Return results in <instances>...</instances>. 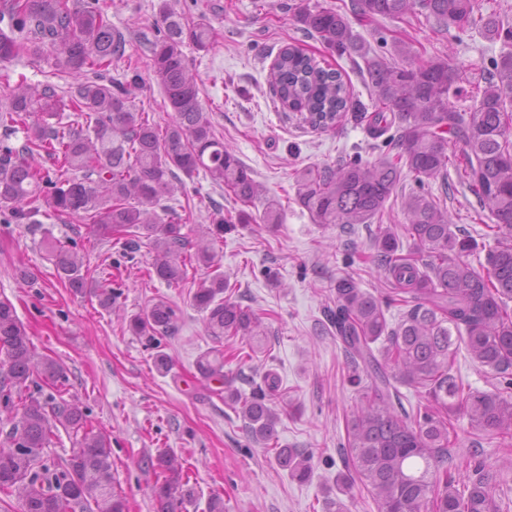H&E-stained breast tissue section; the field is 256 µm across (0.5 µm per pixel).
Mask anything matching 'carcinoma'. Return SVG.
Listing matches in <instances>:
<instances>
[{
  "label": "carcinoma",
  "instance_id": "cac0c4a2",
  "mask_svg": "<svg viewBox=\"0 0 512 512\" xmlns=\"http://www.w3.org/2000/svg\"><path fill=\"white\" fill-rule=\"evenodd\" d=\"M106 0H0V60L20 55L42 59L52 54L53 76L65 81L18 84L0 105V127L26 126L24 142L0 139V209L18 222L37 224L40 202L57 215L77 216L103 238L125 240L134 253L145 244L155 252L152 270L170 286L188 280V267L206 269L193 292L215 340L251 342L265 335L262 321L248 306L224 296L231 288L211 248L224 234V216L200 231L198 241L183 229L190 218L178 214L174 198L180 175L204 174L233 195L243 209L238 220H254L248 208L262 199L263 186L224 140L217 137L201 107L195 76L183 47L207 51L214 30L199 14L192 19L159 6L153 38L143 47L163 89L169 120L161 126L137 109L139 77L127 82L106 78L112 63L125 57L127 40L112 26ZM369 21L422 16L439 29L467 24L473 0H356ZM294 20L316 36L330 55L356 54L374 93V111L361 115L373 138L395 129L386 143L395 154L373 163L358 161L306 168L296 173L297 202L317 224L350 229L381 220L396 187L412 174L448 182L455 174L495 220L496 246L486 273L463 259L470 240L452 229L448 210L429 194L404 203L405 223L380 224L369 260L382 271L391 300L407 306L399 322L388 323V303L357 287L336 281V303L325 310L324 329L340 341L350 382L361 386L340 459L342 493L361 483L378 512H506L496 484L478 460L479 449L462 448L452 418L468 416L476 430L503 448V475L512 474V52L494 63L478 87L473 106L460 112L448 93L461 72L444 56L415 58L410 45L395 44V57L372 55L353 34L347 16L320 3L300 0ZM487 38L512 42V28L494 14L483 20ZM272 102L303 115L314 129H327L349 111L350 91L334 69L294 45L282 47L269 72ZM74 113L62 122V113ZM462 143L448 153L447 135ZM48 158L54 169L41 164ZM413 241L400 253V236ZM65 287L85 288L82 263L70 246L45 241ZM130 329L156 349L155 363L168 371L162 342L178 329L174 306L163 299L130 320ZM381 346H376V343ZM472 361L497 376L492 389L466 387L454 372L459 346ZM368 383L362 384L358 369ZM206 380L224 381V351L213 348L197 360ZM44 379L61 392L67 375L56 360L35 352L14 306L0 300V408L20 414L0 448V492L17 496L21 512H127L112 469L110 436L87 428V415L75 403L42 400L30 391ZM416 389L421 400L409 411L401 387ZM279 375L268 370L263 385L243 394L227 389L225 398L244 421L248 436L267 445L276 441L279 412L272 396ZM77 436L79 449L49 466L42 457L59 428ZM277 464L299 482L312 476L309 457L298 448H274ZM151 468L158 512H177L192 498L182 480V465L161 451Z\"/></svg>",
  "mask_w": 512,
  "mask_h": 512
}]
</instances>
